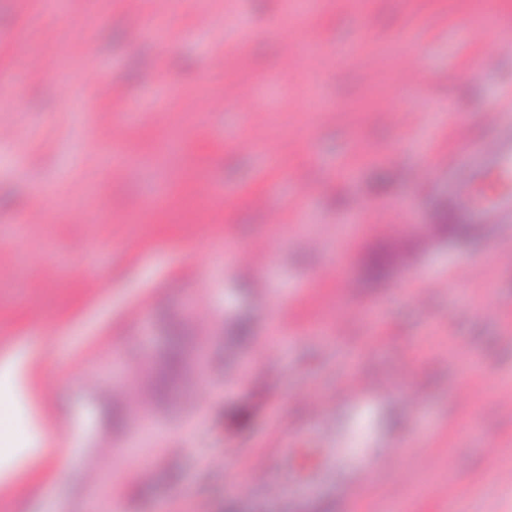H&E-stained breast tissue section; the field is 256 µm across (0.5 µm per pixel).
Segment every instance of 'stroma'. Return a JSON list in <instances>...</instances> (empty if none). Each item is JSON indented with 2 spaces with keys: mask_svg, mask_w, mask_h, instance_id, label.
I'll list each match as a JSON object with an SVG mask.
<instances>
[{
  "mask_svg": "<svg viewBox=\"0 0 512 512\" xmlns=\"http://www.w3.org/2000/svg\"><path fill=\"white\" fill-rule=\"evenodd\" d=\"M485 2L177 0L171 37L150 39L155 0H0V351L43 348L57 447L97 398L86 464L21 475L0 512L42 491L51 512L201 494L214 512H389L395 492L408 512H512V258L496 254L512 225L410 247L416 225L452 223L446 169L512 89V45L476 25ZM350 378L387 391L359 423L336 397ZM319 405L331 438L295 452ZM402 436L358 478L360 446ZM274 446L288 457L251 477Z\"/></svg>",
  "mask_w": 512,
  "mask_h": 512,
  "instance_id": "1",
  "label": "stroma"
}]
</instances>
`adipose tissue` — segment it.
Wrapping results in <instances>:
<instances>
[{"mask_svg": "<svg viewBox=\"0 0 512 512\" xmlns=\"http://www.w3.org/2000/svg\"><path fill=\"white\" fill-rule=\"evenodd\" d=\"M43 363L37 347L0 354V485H9L25 467L55 463L53 440L36 419L32 387Z\"/></svg>", "mask_w": 512, "mask_h": 512, "instance_id": "adipose-tissue-1", "label": "adipose tissue"}]
</instances>
